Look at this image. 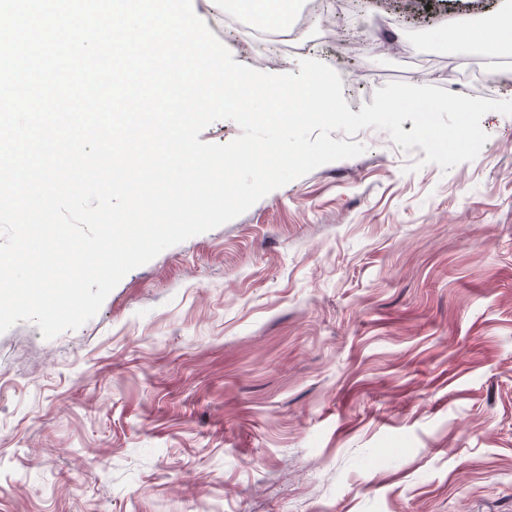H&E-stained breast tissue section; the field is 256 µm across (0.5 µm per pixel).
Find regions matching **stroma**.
<instances>
[{"label": "stroma", "instance_id": "1", "mask_svg": "<svg viewBox=\"0 0 512 512\" xmlns=\"http://www.w3.org/2000/svg\"><path fill=\"white\" fill-rule=\"evenodd\" d=\"M193 8L242 65L328 64L355 113L393 81L512 100V47L433 39L512 0H299L292 51ZM481 127L446 171L361 130L80 329L0 333V512H512V115Z\"/></svg>", "mask_w": 512, "mask_h": 512}]
</instances>
